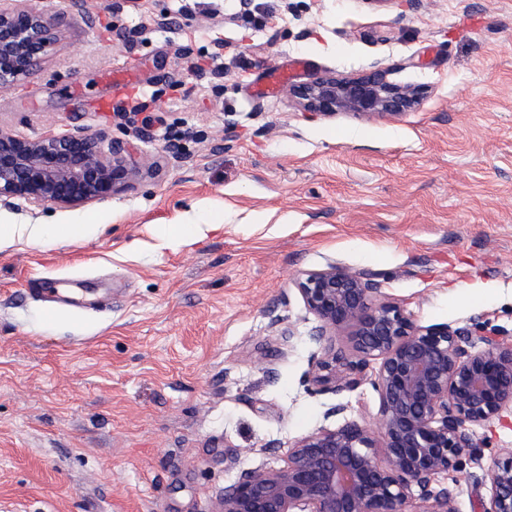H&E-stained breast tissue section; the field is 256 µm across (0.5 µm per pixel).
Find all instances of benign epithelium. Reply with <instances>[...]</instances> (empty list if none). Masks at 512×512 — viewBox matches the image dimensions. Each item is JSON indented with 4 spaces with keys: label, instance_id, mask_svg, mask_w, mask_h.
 I'll use <instances>...</instances> for the list:
<instances>
[{
    "label": "benign epithelium",
    "instance_id": "benign-epithelium-1",
    "mask_svg": "<svg viewBox=\"0 0 512 512\" xmlns=\"http://www.w3.org/2000/svg\"><path fill=\"white\" fill-rule=\"evenodd\" d=\"M62 19L0 0V90L8 91L52 47ZM311 117L371 120L412 109L420 90L373 72L325 74L286 90ZM144 161L127 141L75 128L25 138L0 128V205L76 208L132 187ZM319 353L309 381L321 391L378 393L375 424L348 420L295 441L285 464L245 471L215 512H456L437 478L460 469L473 427L512 412V333L485 325H417L382 293L378 275L330 264L293 280ZM350 331L336 350V333ZM378 361L367 379L370 361ZM482 512H512V452L494 462Z\"/></svg>",
    "mask_w": 512,
    "mask_h": 512
}]
</instances>
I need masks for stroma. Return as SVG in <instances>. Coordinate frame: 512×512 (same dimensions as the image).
<instances>
[{"label":"stroma","instance_id":"1","mask_svg":"<svg viewBox=\"0 0 512 512\" xmlns=\"http://www.w3.org/2000/svg\"><path fill=\"white\" fill-rule=\"evenodd\" d=\"M258 2L250 16L238 0H31L65 20L0 92V127L133 138L151 165L83 207L0 208V224L95 227L0 249V512H212L297 439L375 421L370 383L307 380L301 272L369 270L418 325L512 333V0ZM299 56V83L380 70L423 95L396 117L311 119L258 92ZM191 221L217 229L157 248L160 227ZM41 279L77 288L45 301L28 291ZM474 440L479 462L447 478L458 512H479L512 414Z\"/></svg>","mask_w":512,"mask_h":512}]
</instances>
